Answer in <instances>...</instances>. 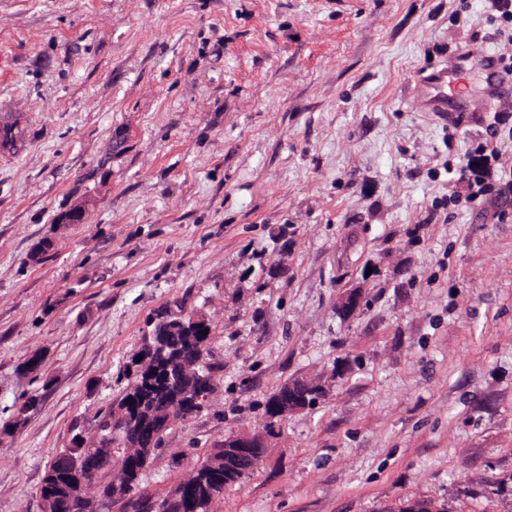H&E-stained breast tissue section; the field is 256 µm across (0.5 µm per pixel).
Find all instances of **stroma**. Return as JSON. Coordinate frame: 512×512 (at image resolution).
Here are the masks:
<instances>
[{
	"label": "stroma",
	"mask_w": 512,
	"mask_h": 512,
	"mask_svg": "<svg viewBox=\"0 0 512 512\" xmlns=\"http://www.w3.org/2000/svg\"><path fill=\"white\" fill-rule=\"evenodd\" d=\"M506 51L486 0H0L21 138L0 157V423L38 400L0 443V512H42L48 462L190 311L215 390L139 495L321 373L213 512H512V85L491 102L467 71L451 123L418 84ZM481 142L499 160L474 199L456 171ZM205 325V320L200 314L190 316L188 322H186V317L176 319L172 322H166L164 323L160 333L154 331L150 337V350L152 353H154L156 349H160L161 351L168 350L167 336H171V334H175L177 331L197 333V336L200 338L198 348L203 349V345L207 343V340L204 339L203 335ZM190 326L192 327L190 328ZM205 330H208V333L205 335V337H208L210 331V325L208 322Z\"/></svg>",
	"instance_id": "1"
}]
</instances>
